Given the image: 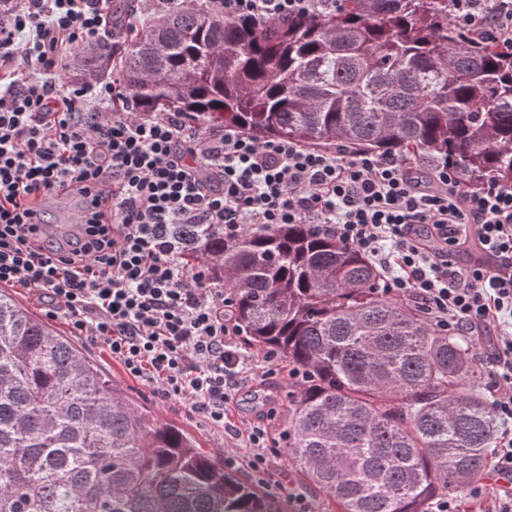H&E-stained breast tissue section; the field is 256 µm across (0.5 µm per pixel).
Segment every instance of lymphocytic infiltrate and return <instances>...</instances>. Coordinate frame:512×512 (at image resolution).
I'll return each mask as SVG.
<instances>
[{
	"label": "lymphocytic infiltrate",
	"instance_id": "lymphocytic-infiltrate-1",
	"mask_svg": "<svg viewBox=\"0 0 512 512\" xmlns=\"http://www.w3.org/2000/svg\"><path fill=\"white\" fill-rule=\"evenodd\" d=\"M225 18L285 20L312 0H210ZM111 0H21L0 20V284L39 293L133 378L182 402L242 450L224 463L262 477L266 427L241 432L226 406L280 368L244 351L231 295L185 255L212 232L308 224L368 256L439 331L488 335L487 393L499 424L492 465L512 477V184L461 187L394 155L202 135L177 113L122 103L117 83L66 84V49H98ZM457 24L512 44V0H454ZM83 202L70 237L48 235L34 200ZM476 246L465 266L454 252Z\"/></svg>",
	"mask_w": 512,
	"mask_h": 512
}]
</instances>
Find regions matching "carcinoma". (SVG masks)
I'll use <instances>...</instances> for the list:
<instances>
[{
  "mask_svg": "<svg viewBox=\"0 0 512 512\" xmlns=\"http://www.w3.org/2000/svg\"><path fill=\"white\" fill-rule=\"evenodd\" d=\"M109 30L123 52L80 51L82 73L118 75L139 112L512 183V48L455 23L451 0L263 23L179 0L144 22L120 2ZM186 263L231 290L246 342L302 374L284 452L338 512H428L485 469L497 415L472 342L390 294L362 253L282 224L217 232ZM0 512L279 509L0 290Z\"/></svg>",
  "mask_w": 512,
  "mask_h": 512,
  "instance_id": "obj_1",
  "label": "carcinoma"
}]
</instances>
